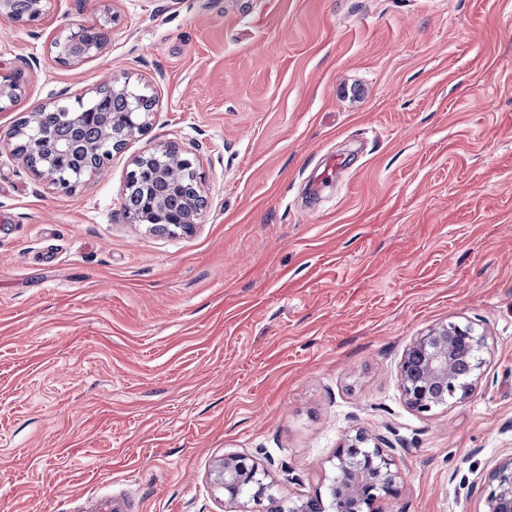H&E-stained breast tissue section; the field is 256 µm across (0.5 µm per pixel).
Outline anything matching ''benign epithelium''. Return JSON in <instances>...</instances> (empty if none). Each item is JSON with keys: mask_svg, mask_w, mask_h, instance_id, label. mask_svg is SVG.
<instances>
[{"mask_svg": "<svg viewBox=\"0 0 512 512\" xmlns=\"http://www.w3.org/2000/svg\"><path fill=\"white\" fill-rule=\"evenodd\" d=\"M52 0H29L23 25L39 22L49 10ZM80 44V34L70 30L62 40L54 42L57 59L78 62L100 50L96 45ZM15 71L0 70V110L15 105L21 98V85L15 81ZM18 151L33 173L47 180L51 176L37 167L30 157L36 153L35 139L27 138ZM176 230L191 228L200 219L195 203L186 204L176 214ZM488 351V336L475 324L448 322L432 326L417 337L404 351L399 367V385L407 405L427 413L444 405L450 398L464 399L473 389V381L483 371L484 353ZM469 364L468 378L457 374V361ZM334 477L326 494L316 493L306 498H279L272 493L273 485L264 482L265 473L258 465L240 455H226L214 469V481L224 490V512H375L374 504L397 491L400 471L396 459L387 453L380 441L363 432L344 438L333 459ZM470 492L478 493L483 512H512V458L493 466L488 480L472 485Z\"/></svg>", "mask_w": 512, "mask_h": 512, "instance_id": "7a95c632", "label": "benign epithelium"}]
</instances>
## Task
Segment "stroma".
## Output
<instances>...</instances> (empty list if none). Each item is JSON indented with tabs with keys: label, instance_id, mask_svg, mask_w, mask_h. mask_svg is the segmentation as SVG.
<instances>
[{
	"label": "stroma",
	"instance_id": "stroma-1",
	"mask_svg": "<svg viewBox=\"0 0 512 512\" xmlns=\"http://www.w3.org/2000/svg\"><path fill=\"white\" fill-rule=\"evenodd\" d=\"M110 30L82 62L75 20ZM0 512H222L217 460L277 495L325 491L345 435L384 437L378 512H482L512 458V0H53L0 14ZM151 95L147 131L70 193L12 138L36 105L109 85ZM184 149L187 232L132 224L134 157ZM448 321L486 329L471 394L428 413L398 384ZM80 44V34L78 31L71 29L63 40H56L54 47L57 49L56 58L61 62H78L88 57L93 51L99 52L103 45H82L79 54H73L72 50L76 45ZM99 50V51H98ZM18 70L2 71L0 69V110L14 106L21 98L20 80L22 75L15 81L14 74ZM87 512H129L133 511L131 501L122 495L103 496L92 500Z\"/></svg>",
	"mask_w": 512,
	"mask_h": 512
}]
</instances>
